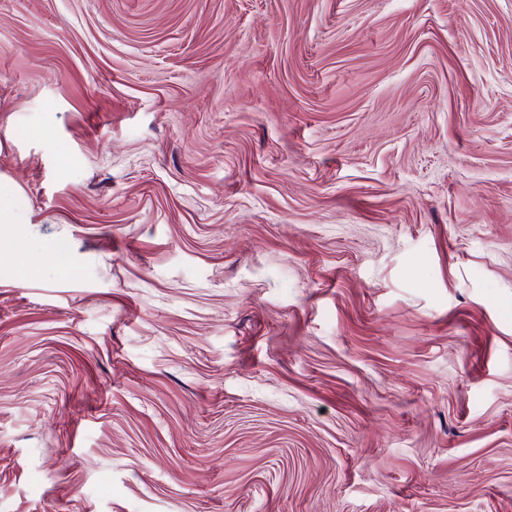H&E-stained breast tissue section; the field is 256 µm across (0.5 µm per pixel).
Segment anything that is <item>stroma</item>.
<instances>
[{"mask_svg":"<svg viewBox=\"0 0 512 512\" xmlns=\"http://www.w3.org/2000/svg\"><path fill=\"white\" fill-rule=\"evenodd\" d=\"M0 512H512V0H0Z\"/></svg>","mask_w":512,"mask_h":512,"instance_id":"35a3bbf8","label":"stroma"}]
</instances>
